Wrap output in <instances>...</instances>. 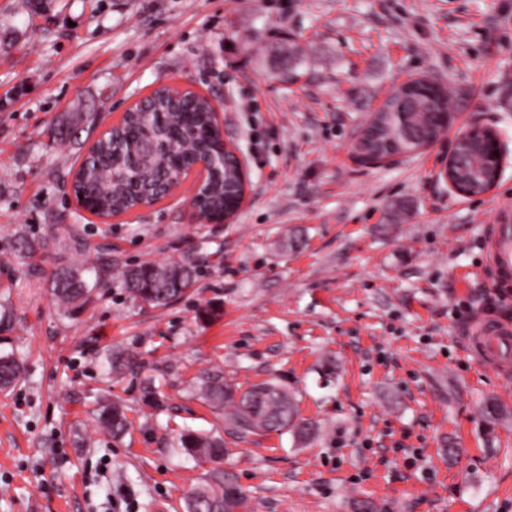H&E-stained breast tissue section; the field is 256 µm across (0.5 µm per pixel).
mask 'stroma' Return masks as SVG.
I'll list each match as a JSON object with an SVG mask.
<instances>
[{
    "label": "stroma",
    "mask_w": 512,
    "mask_h": 512,
    "mask_svg": "<svg viewBox=\"0 0 512 512\" xmlns=\"http://www.w3.org/2000/svg\"><path fill=\"white\" fill-rule=\"evenodd\" d=\"M421 76L451 91L442 137L354 162L369 115ZM188 80L246 164L234 223H187L181 196L108 222L80 211L65 187L92 141ZM474 125L505 163L465 197L440 171ZM506 205L512 0H0V355L23 366L0 390V512H186L217 468L242 512H512V368L466 339L483 316L512 321L483 273ZM77 237L115 270L74 310L48 282L96 265ZM187 254L197 282L166 307L116 274ZM207 305L223 314L204 325ZM214 369L242 388L276 379L312 438L237 435L196 392ZM117 398L130 425L115 439L95 413ZM489 398L506 418L482 416ZM187 430L223 439L221 464L179 448ZM473 135H478L480 138H483L486 141V144L490 146L491 156L495 160V178L493 179V181L489 183L488 187L481 194L485 195L492 190L499 177L500 167L502 163V155L496 133L493 130L483 126H472L461 137Z\"/></svg>",
    "instance_id": "obj_1"
}]
</instances>
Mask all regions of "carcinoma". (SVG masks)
Returning <instances> with one entry per match:
<instances>
[{
    "instance_id": "carcinoma-1",
    "label": "carcinoma",
    "mask_w": 512,
    "mask_h": 512,
    "mask_svg": "<svg viewBox=\"0 0 512 512\" xmlns=\"http://www.w3.org/2000/svg\"><path fill=\"white\" fill-rule=\"evenodd\" d=\"M147 113L139 107L125 113L110 133L97 143L91 161L80 165V181L95 195L98 208L121 213L139 203L156 200L154 185L162 178L164 166L178 162L190 167L196 156L215 150L219 132L209 133L210 112L204 102L175 98L164 88L144 98ZM448 111V90L433 89L417 80L396 88L375 111L372 122L357 147L365 161L380 160L416 152L439 138L447 129L442 113ZM134 133L149 154L132 168L127 156L126 138ZM459 164L456 179L472 193L480 192L487 183L492 162L487 153H478L475 143L458 146ZM239 176L235 159L228 155L224 164H216L207 184L211 192L205 206L219 220L238 189ZM198 262L190 256L164 263L145 262L126 266L119 272L124 288L141 303L162 307L182 296L195 284ZM86 269L63 266L55 272L51 290L61 305L86 306L96 285L85 278ZM21 375L16 360L0 356V388H9ZM200 392L208 404L224 411L235 431L251 434L291 431L298 439L308 436L310 427L298 419L293 398L274 380L253 384L236 396L235 388L224 382L219 370L200 378ZM98 425L114 437L127 428L125 409L118 404L102 407ZM180 447L188 454L217 462L224 455L223 443L207 435L185 432ZM244 507L242 492L233 479L221 472L210 482L199 486L190 497L188 512H226Z\"/></svg>"
}]
</instances>
